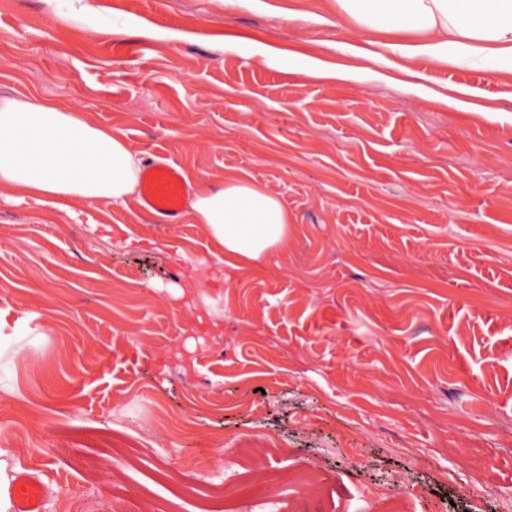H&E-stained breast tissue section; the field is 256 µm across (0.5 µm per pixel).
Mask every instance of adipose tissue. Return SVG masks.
<instances>
[{"mask_svg":"<svg viewBox=\"0 0 512 512\" xmlns=\"http://www.w3.org/2000/svg\"><path fill=\"white\" fill-rule=\"evenodd\" d=\"M336 11L361 31L396 33L383 51L358 50L367 62L429 58L439 65L490 66L512 74V0H335ZM143 158L119 129L92 113L25 96H0V200L38 207L83 203L86 223L100 202L128 205L140 197ZM188 207L219 250L252 265L285 250L291 216L281 196L241 175L224 185H190Z\"/></svg>","mask_w":512,"mask_h":512,"instance_id":"adipose-tissue-1","label":"adipose tissue"}]
</instances>
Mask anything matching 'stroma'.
Masks as SVG:
<instances>
[{
  "label": "stroma",
  "mask_w": 512,
  "mask_h": 512,
  "mask_svg": "<svg viewBox=\"0 0 512 512\" xmlns=\"http://www.w3.org/2000/svg\"><path fill=\"white\" fill-rule=\"evenodd\" d=\"M93 2L86 25L77 0H0V94L93 111L186 180L270 185L294 224L217 285L190 216L0 202V449L43 512H198L246 439L248 512H512V79L313 77L360 63L334 0ZM310 72L318 78L328 80H350L354 79L358 72L368 70L367 67L360 68H346V67H333L324 64L319 60H312L309 66ZM432 92L435 95H437L438 97L447 100L448 104L453 106L456 109L471 110V111H476V112L481 111V109H482L481 105H478V104H475V103L469 101V97L477 96V93L473 89H470L467 87H462V86L455 87L452 89V92L455 95H448V94H444V93H441V92H438L435 90L434 91L432 90Z\"/></svg>",
  "instance_id": "35a3bbf8"
}]
</instances>
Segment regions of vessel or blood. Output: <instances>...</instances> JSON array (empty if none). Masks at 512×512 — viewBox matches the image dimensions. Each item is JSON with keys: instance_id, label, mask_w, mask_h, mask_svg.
<instances>
[{"instance_id": "obj_1", "label": "vessel or blood", "mask_w": 512, "mask_h": 512, "mask_svg": "<svg viewBox=\"0 0 512 512\" xmlns=\"http://www.w3.org/2000/svg\"><path fill=\"white\" fill-rule=\"evenodd\" d=\"M186 185L179 169L170 165H152L143 172L142 201L145 211L156 221L178 223ZM17 512H41V485L30 476L19 477L12 487Z\"/></svg>"}]
</instances>
